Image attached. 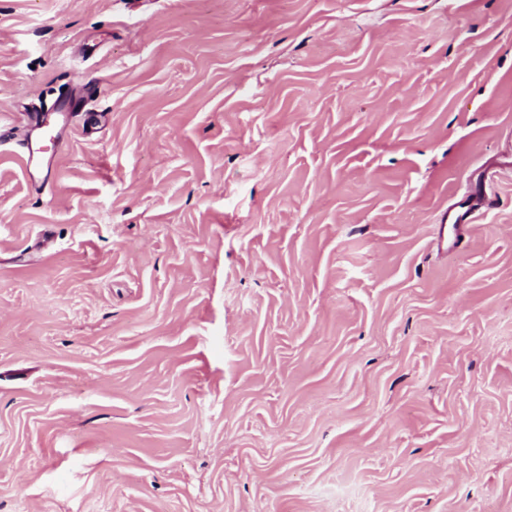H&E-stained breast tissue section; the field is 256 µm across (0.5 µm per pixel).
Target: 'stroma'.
Segmentation results:
<instances>
[{
    "instance_id": "1",
    "label": "stroma",
    "mask_w": 512,
    "mask_h": 512,
    "mask_svg": "<svg viewBox=\"0 0 512 512\" xmlns=\"http://www.w3.org/2000/svg\"><path fill=\"white\" fill-rule=\"evenodd\" d=\"M0 123V512H512V0H0Z\"/></svg>"
}]
</instances>
